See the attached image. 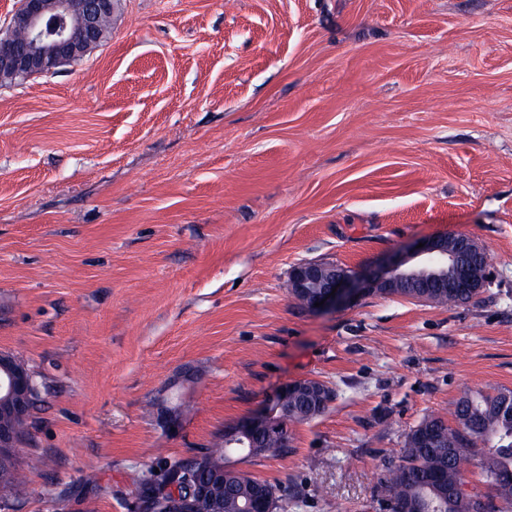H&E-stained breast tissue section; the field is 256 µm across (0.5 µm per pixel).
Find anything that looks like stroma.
Wrapping results in <instances>:
<instances>
[{
    "label": "stroma",
    "instance_id": "obj_1",
    "mask_svg": "<svg viewBox=\"0 0 512 512\" xmlns=\"http://www.w3.org/2000/svg\"><path fill=\"white\" fill-rule=\"evenodd\" d=\"M445 233L488 254L469 303L285 287ZM0 353L46 386L0 512H139L138 479L300 378L328 410L243 470L277 512H380L413 427L512 389V0H118L0 85Z\"/></svg>",
    "mask_w": 512,
    "mask_h": 512
}]
</instances>
